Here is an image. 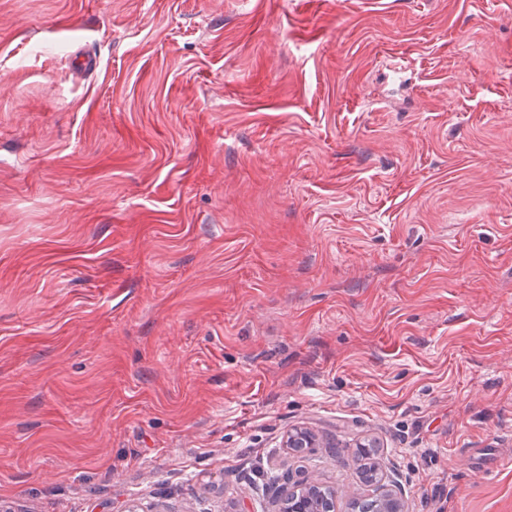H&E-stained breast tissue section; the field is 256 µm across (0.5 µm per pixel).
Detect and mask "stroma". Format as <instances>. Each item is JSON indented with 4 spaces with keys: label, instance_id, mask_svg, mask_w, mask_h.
<instances>
[{
    "label": "stroma",
    "instance_id": "stroma-1",
    "mask_svg": "<svg viewBox=\"0 0 512 512\" xmlns=\"http://www.w3.org/2000/svg\"><path fill=\"white\" fill-rule=\"evenodd\" d=\"M371 441L512 512V0H0V512H352Z\"/></svg>",
    "mask_w": 512,
    "mask_h": 512
}]
</instances>
